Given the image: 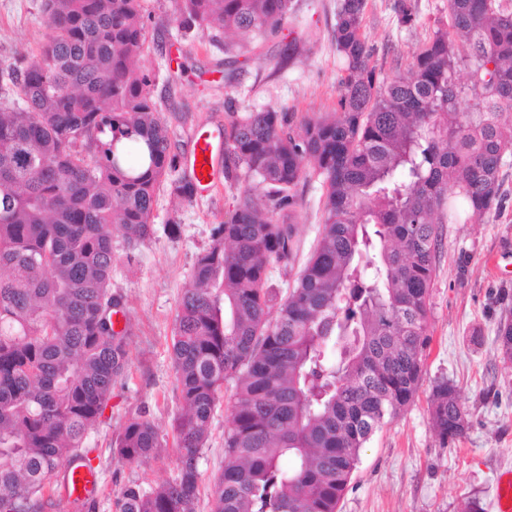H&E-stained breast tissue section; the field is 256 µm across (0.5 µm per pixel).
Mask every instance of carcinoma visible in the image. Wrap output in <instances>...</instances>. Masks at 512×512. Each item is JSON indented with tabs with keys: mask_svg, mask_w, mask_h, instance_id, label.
I'll return each instance as SVG.
<instances>
[{
	"mask_svg": "<svg viewBox=\"0 0 512 512\" xmlns=\"http://www.w3.org/2000/svg\"><path fill=\"white\" fill-rule=\"evenodd\" d=\"M143 0H43L37 55L0 72V512H85L65 467L130 363L112 294L114 237L154 233L161 184L182 200L179 159L138 66ZM291 0H174L183 35L266 37ZM366 0H340L336 109L296 120L230 112L225 188L237 205L210 230L177 308L172 360L181 413L177 473L121 489L115 512H196L224 383L234 382L213 512H338L371 437L414 401L429 343L442 224L483 223L504 204L512 157V0H446L406 71L385 76L364 34ZM397 22L417 21L396 0ZM323 188V224L299 271L297 188ZM296 272L281 295L274 270ZM512 360V319L496 327ZM442 447L464 437L456 387L432 389ZM167 442L128 420V464Z\"/></svg>",
	"mask_w": 512,
	"mask_h": 512,
	"instance_id": "carcinoma-1",
	"label": "carcinoma"
}]
</instances>
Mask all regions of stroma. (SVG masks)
I'll return each instance as SVG.
<instances>
[{
  "mask_svg": "<svg viewBox=\"0 0 512 512\" xmlns=\"http://www.w3.org/2000/svg\"><path fill=\"white\" fill-rule=\"evenodd\" d=\"M415 26H399L395 0H367L364 30L374 60L388 76L404 72L429 35L444 0H413ZM339 0H292L280 30L252 39L245 54L225 52L209 36L182 38L167 23L174 0H144L150 48L140 59L156 76L154 98L166 122L171 151L187 157L195 136L223 129L226 115L266 105L297 116L333 111L341 63L332 31ZM43 0H0V68L35 54L45 37ZM506 205L480 224H447L431 291L430 337L423 356V382L415 402L385 424L361 451V461L340 503V512H462L477 501L496 512V479L512 469V361L503 359L496 326L506 310L498 300L512 287V166L500 172ZM318 181L298 188L293 222L302 253H309L322 224ZM235 204L223 182L184 202L161 187L153 213V237L134 250L115 240L112 292L125 314L130 365L112 387V399L85 450L100 481L92 512H114L127 484L149 488L175 475L172 448L140 464L112 454L111 443L128 419L147 413L167 435L181 410L171 359L179 299L197 256L210 243V229ZM178 223L179 236L164 233ZM452 382L467 413L466 436L440 447L428 420L427 402L436 381ZM227 410L218 404L211 434L198 462L197 512H211L214 477L224 466Z\"/></svg>",
  "mask_w": 512,
  "mask_h": 512,
  "instance_id": "35a3bbf8",
  "label": "stroma"
}]
</instances>
